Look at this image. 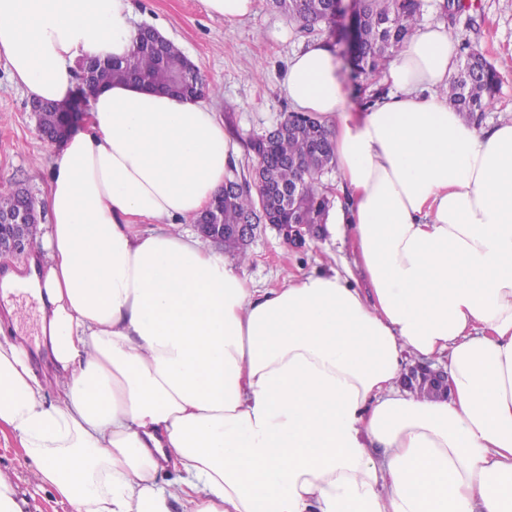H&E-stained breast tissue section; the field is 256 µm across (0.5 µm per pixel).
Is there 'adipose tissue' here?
<instances>
[{
	"mask_svg": "<svg viewBox=\"0 0 512 512\" xmlns=\"http://www.w3.org/2000/svg\"><path fill=\"white\" fill-rule=\"evenodd\" d=\"M131 19V0H0V55L63 104L78 63L130 53ZM457 58L445 25L418 28L364 112L329 44L290 58L345 197L322 232L353 265L266 290L186 228L235 164L214 108L87 88L30 272L0 276L40 305L44 374L0 340V432L39 486L69 512H512V121L449 106ZM442 360L446 396L404 384Z\"/></svg>",
	"mask_w": 512,
	"mask_h": 512,
	"instance_id": "1",
	"label": "adipose tissue"
}]
</instances>
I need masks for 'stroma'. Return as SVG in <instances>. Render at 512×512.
<instances>
[{"label":"stroma","instance_id":"stroma-1","mask_svg":"<svg viewBox=\"0 0 512 512\" xmlns=\"http://www.w3.org/2000/svg\"><path fill=\"white\" fill-rule=\"evenodd\" d=\"M135 28L164 27L172 42L198 68L210 91L206 97L219 113L224 129L238 146L236 170L253 169L256 159L249 143L274 127L292 110L282 86L287 63L294 53L314 41L332 48L340 43L332 28L313 31L275 9L271 0H257L255 14L235 25L210 16L203 0H131ZM462 7L447 14L441 0H421V24L454 23L459 41L479 45L500 73L501 88L493 111L479 123L489 127L512 117V0H460ZM340 75L346 103L363 111L370 95L387 92L382 76L355 75L348 60L340 59ZM52 146L44 143L30 112V99L16 84L0 56V193L25 190L34 203H41L49 184ZM244 268L248 282L257 288H274L288 274H302L350 260L347 240L316 236L299 248L290 247L270 226L261 228L247 249ZM13 315H6V307ZM0 328L11 339L23 340L35 369H43L40 313L25 296L11 302L0 300ZM0 468L11 471L18 493L24 494L26 512H67L50 489L38 488L35 470L26 462L18 440L0 435Z\"/></svg>","mask_w":512,"mask_h":512}]
</instances>
